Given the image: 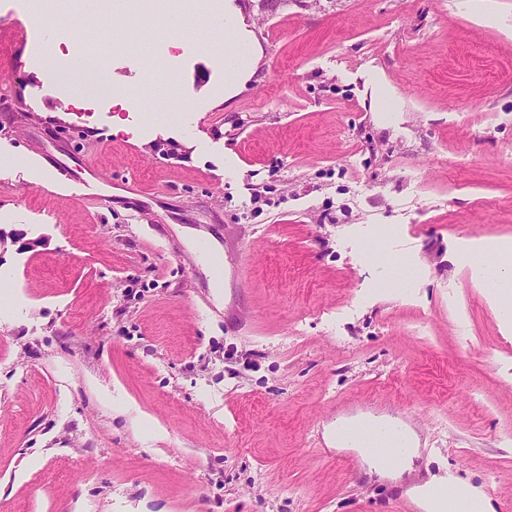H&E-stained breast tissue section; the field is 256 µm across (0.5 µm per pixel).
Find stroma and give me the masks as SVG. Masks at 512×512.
Listing matches in <instances>:
<instances>
[{
  "instance_id": "stroma-1",
  "label": "stroma",
  "mask_w": 512,
  "mask_h": 512,
  "mask_svg": "<svg viewBox=\"0 0 512 512\" xmlns=\"http://www.w3.org/2000/svg\"><path fill=\"white\" fill-rule=\"evenodd\" d=\"M232 1L258 55L228 95L225 0L63 31L0 0V228L43 241L0 250V512H397L446 471L512 512L478 248L512 241V0ZM76 35L122 48L68 107ZM361 413L413 426L412 474L327 443ZM80 41L73 38L67 55L62 61L51 68L48 74V85L52 89L66 86L87 73L86 60L81 52Z\"/></svg>"
}]
</instances>
